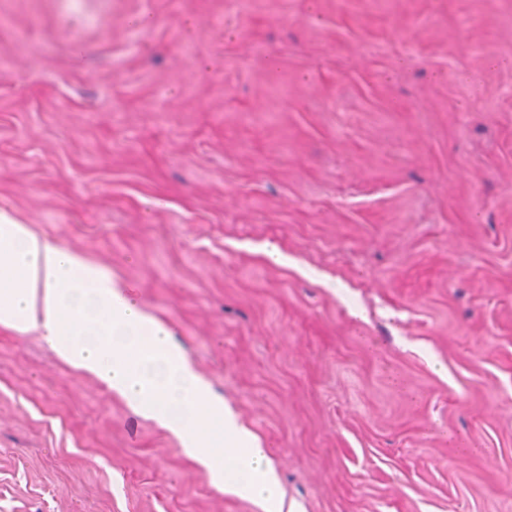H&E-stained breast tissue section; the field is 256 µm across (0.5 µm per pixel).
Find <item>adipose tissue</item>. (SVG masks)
Masks as SVG:
<instances>
[{
    "label": "adipose tissue",
    "instance_id": "obj_1",
    "mask_svg": "<svg viewBox=\"0 0 512 512\" xmlns=\"http://www.w3.org/2000/svg\"><path fill=\"white\" fill-rule=\"evenodd\" d=\"M0 326L42 336L60 361L92 376L155 419L213 484L284 512L267 449L212 396L168 328L146 313L111 273L41 237L0 207ZM247 449L251 479L237 480L234 456L216 465L210 451Z\"/></svg>",
    "mask_w": 512,
    "mask_h": 512
}]
</instances>
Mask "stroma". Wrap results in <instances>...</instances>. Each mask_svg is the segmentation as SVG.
<instances>
[{"instance_id": "35a3bbf8", "label": "stroma", "mask_w": 512, "mask_h": 512, "mask_svg": "<svg viewBox=\"0 0 512 512\" xmlns=\"http://www.w3.org/2000/svg\"><path fill=\"white\" fill-rule=\"evenodd\" d=\"M0 206L131 286L292 512H512V0H0ZM0 512L263 510L0 327Z\"/></svg>"}]
</instances>
